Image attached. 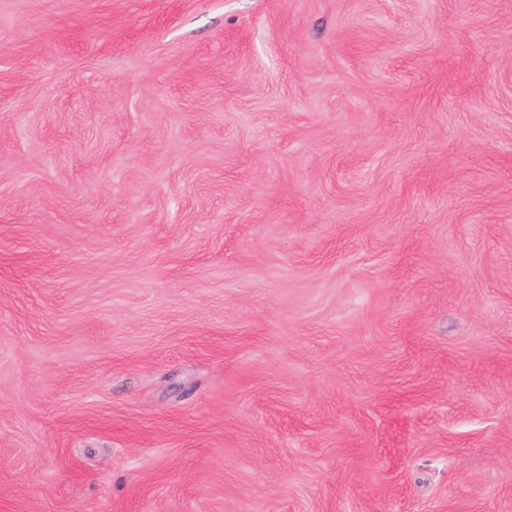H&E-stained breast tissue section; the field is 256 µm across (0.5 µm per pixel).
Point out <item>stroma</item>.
Masks as SVG:
<instances>
[{"instance_id":"obj_1","label":"stroma","mask_w":512,"mask_h":512,"mask_svg":"<svg viewBox=\"0 0 512 512\" xmlns=\"http://www.w3.org/2000/svg\"><path fill=\"white\" fill-rule=\"evenodd\" d=\"M0 512H512V0H0Z\"/></svg>"}]
</instances>
